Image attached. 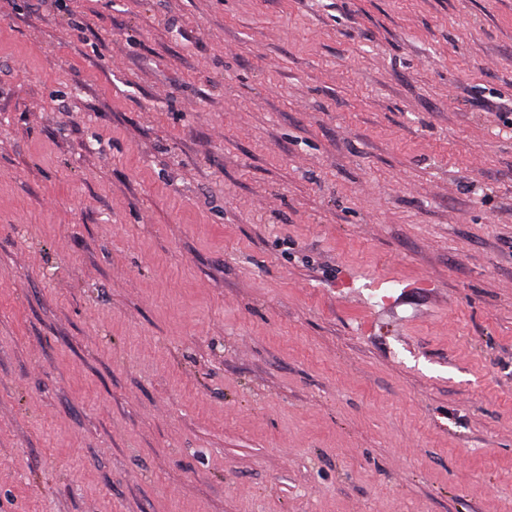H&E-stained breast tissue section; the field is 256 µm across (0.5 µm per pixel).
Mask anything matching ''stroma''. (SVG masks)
Listing matches in <instances>:
<instances>
[{
	"mask_svg": "<svg viewBox=\"0 0 512 512\" xmlns=\"http://www.w3.org/2000/svg\"><path fill=\"white\" fill-rule=\"evenodd\" d=\"M511 102L512 0H0V512H512Z\"/></svg>",
	"mask_w": 512,
	"mask_h": 512,
	"instance_id": "1",
	"label": "stroma"
}]
</instances>
